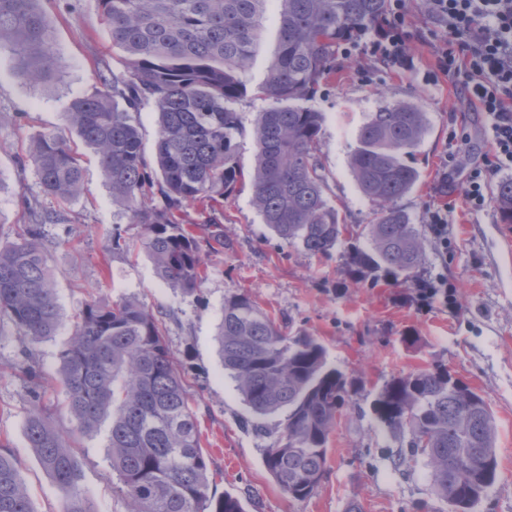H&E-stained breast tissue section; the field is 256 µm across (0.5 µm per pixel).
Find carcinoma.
Returning a JSON list of instances; mask_svg holds the SVG:
<instances>
[{"label": "carcinoma", "mask_w": 512, "mask_h": 512, "mask_svg": "<svg viewBox=\"0 0 512 512\" xmlns=\"http://www.w3.org/2000/svg\"><path fill=\"white\" fill-rule=\"evenodd\" d=\"M268 0H98L112 46L127 54L123 79L97 72L99 87L75 97L66 122L98 157L114 201L141 227V248L158 277L193 294L208 265L193 231L176 215L182 207H215L240 176L235 139L241 120L232 104L247 92L245 71L259 43ZM280 46L258 96L274 105L254 121V204L273 233L326 257L354 236V274L396 284L414 282L424 238L398 201L420 180L408 163L428 130L427 112L402 100L371 113L349 165L374 205L372 224L354 231L341 223L325 194L319 159L323 114L304 105L336 68L340 46L359 32L381 30L388 0H279ZM15 74L41 83L56 72L52 31L39 0H0V54ZM157 112V170L146 160L137 116ZM28 159L44 195L66 204L83 190L81 155L67 136L33 137ZM162 204H155V197ZM494 202L512 224V178L500 181ZM27 223L0 244V323L12 324L30 346L24 370L38 401L25 435L44 471L69 492L63 512H92L82 498V468L72 448L79 437L107 427L109 461L130 512H245L241 499L218 495L202 448L180 363L166 339L165 313L135 299L87 300L72 335L57 352L59 380L75 426L55 427L39 404L44 378L33 346L52 339L61 324L54 271L42 226L64 224V210L24 201ZM217 342L224 370L236 382L249 417L285 413L281 434L265 449L264 465L295 499L321 482L329 433L350 403L352 386L313 337L293 333L247 294L224 301ZM378 421L409 436L406 454L429 470L433 494L450 512H475L498 477L497 424L485 399L453 378L448 367L418 370L386 381L373 403ZM0 512H35L7 444L0 442Z\"/></svg>", "instance_id": "cac0c4a2"}]
</instances>
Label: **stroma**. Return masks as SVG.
I'll return each mask as SVG.
<instances>
[{"label": "stroma", "instance_id": "1", "mask_svg": "<svg viewBox=\"0 0 512 512\" xmlns=\"http://www.w3.org/2000/svg\"><path fill=\"white\" fill-rule=\"evenodd\" d=\"M40 7L54 36L56 78L24 83L14 74L12 58L0 55L2 244L13 240L23 219V198L37 196L45 209L57 207L43 196L28 164L34 135L64 129L71 100L92 92L97 71L118 77L127 71V56L113 46L97 0H41ZM277 15L278 2L270 0L262 38L246 71L248 92L234 105L242 119L236 138L241 175L224 194L219 217L224 251L208 257V276L199 292L186 295L161 281L144 251L109 249L112 238L130 243L141 229L113 201L97 158L85 153L84 188L66 208L67 223L43 227L61 325L53 339L37 346L39 369L54 382L41 401L57 426L70 428L66 394L55 378L57 352L72 334L74 316L93 297L133 298L165 313L167 340L191 387L205 451L217 473L216 490L241 498L246 512H348L354 504L362 512H448L432 493L422 463L408 459L395 464L393 456L404 443L380 425L372 410L386 380L442 364L477 388L496 417L498 479L477 512H512V231L501 223L496 205L477 211L464 201L470 172L492 162L486 118L471 110L447 78L432 80L435 47L444 33L422 0L407 2L411 68L387 65L360 48L338 55L335 72L307 102L324 115L320 160L326 194L345 223H372L373 207L349 167L358 133L380 105L420 103L430 128L409 162L422 177L398 205L426 240L421 281L445 278L448 300L425 306L415 285L353 279L346 247L320 257L284 243L253 204V125L257 112L269 106L256 90L277 52ZM443 166L448 169L444 184L439 181ZM441 207L448 210L444 246L429 226L430 212ZM238 293L284 319L290 330L317 338L330 363L356 383L351 407L330 433L322 481L303 500L284 493L263 462L281 415L265 417L268 434L245 429L241 420L248 409L220 360L215 334L221 310L225 299ZM24 343L11 324L0 325V437L9 442L35 512H62L66 493L43 470L25 436L32 394L18 366ZM74 453L92 512H129L112 474L104 434L81 438Z\"/></svg>", "mask_w": 512, "mask_h": 512}]
</instances>
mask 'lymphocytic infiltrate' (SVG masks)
Here are the masks:
<instances>
[{
	"label": "lymphocytic infiltrate",
	"instance_id": "obj_1",
	"mask_svg": "<svg viewBox=\"0 0 512 512\" xmlns=\"http://www.w3.org/2000/svg\"><path fill=\"white\" fill-rule=\"evenodd\" d=\"M389 22L369 52L407 66L406 0H389ZM446 34L434 52L436 75L459 85L467 103L490 119L492 169H512V0H429Z\"/></svg>",
	"mask_w": 512,
	"mask_h": 512
}]
</instances>
